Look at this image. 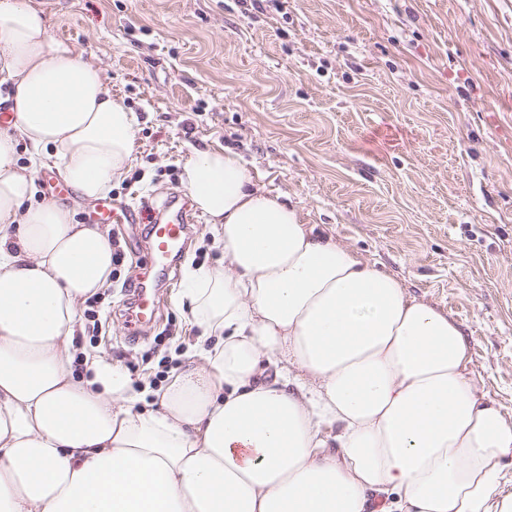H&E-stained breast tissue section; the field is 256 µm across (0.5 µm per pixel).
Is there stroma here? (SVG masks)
<instances>
[{
    "instance_id": "obj_1",
    "label": "stroma",
    "mask_w": 512,
    "mask_h": 512,
    "mask_svg": "<svg viewBox=\"0 0 512 512\" xmlns=\"http://www.w3.org/2000/svg\"><path fill=\"white\" fill-rule=\"evenodd\" d=\"M29 2L138 117L109 195L142 218L110 227L124 262L81 304L79 348L141 387L192 360L185 268L223 257L205 219L149 332L127 322L128 288L152 273L146 211L184 194L192 149L225 148L303 223L448 313L480 393L512 420V142L497 132L512 126V0Z\"/></svg>"
}]
</instances>
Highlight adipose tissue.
Segmentation results:
<instances>
[{
	"label": "adipose tissue",
	"mask_w": 512,
	"mask_h": 512,
	"mask_svg": "<svg viewBox=\"0 0 512 512\" xmlns=\"http://www.w3.org/2000/svg\"><path fill=\"white\" fill-rule=\"evenodd\" d=\"M1 85L0 512H512V420L459 326L230 150L181 172L224 243L180 294L197 360L136 411L131 374L75 344L109 234L32 198L47 163L81 199L110 191L137 115L28 0H0Z\"/></svg>",
	"instance_id": "adipose-tissue-1"
}]
</instances>
